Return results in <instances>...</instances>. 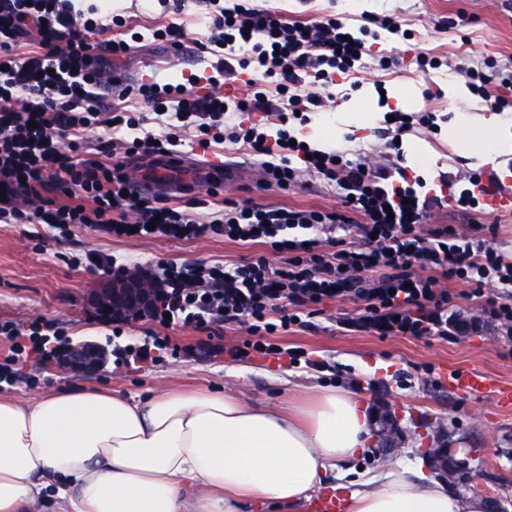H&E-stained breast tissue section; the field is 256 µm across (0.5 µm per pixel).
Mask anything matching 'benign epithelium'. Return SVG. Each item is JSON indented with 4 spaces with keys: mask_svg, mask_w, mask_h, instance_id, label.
<instances>
[{
    "mask_svg": "<svg viewBox=\"0 0 512 512\" xmlns=\"http://www.w3.org/2000/svg\"><path fill=\"white\" fill-rule=\"evenodd\" d=\"M156 294L155 281L136 269L112 272V284L94 293V306L106 320L139 319L147 312ZM101 351L91 343L70 346L62 365L75 373H91L100 368ZM431 467L437 473L448 475V449L435 448L430 456Z\"/></svg>",
    "mask_w": 512,
    "mask_h": 512,
    "instance_id": "benign-epithelium-1",
    "label": "benign epithelium"
}]
</instances>
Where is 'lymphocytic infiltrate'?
Masks as SVG:
<instances>
[{"label": "lymphocytic infiltrate", "mask_w": 512, "mask_h": 512, "mask_svg": "<svg viewBox=\"0 0 512 512\" xmlns=\"http://www.w3.org/2000/svg\"><path fill=\"white\" fill-rule=\"evenodd\" d=\"M200 2L212 19L204 47L214 57L209 91L201 96L182 84L102 81L113 60L130 49L112 37L113 28L126 24L122 16H99L77 0H0V53L6 57L0 69V223H20L27 204L39 223L63 234L95 224L127 237L136 231L183 240L221 234L270 247L272 256H257L231 272L219 264L192 271L173 261L142 266L158 283L147 321L163 326L178 320L200 330L219 320L247 323L248 341L212 347L231 362L254 352L300 363L302 351L281 346L278 335L309 327L315 306L335 297L361 304L357 327L380 336L445 341L478 333L487 322L512 328V261L492 242L497 224L480 221V175H470L454 198L469 231L454 224L429 227L428 215L445 199L427 192L425 181L405 167L353 162L338 149L320 152L292 142L290 113L319 106V88L363 68L367 28L352 32L336 14L291 23L256 6ZM234 65L251 72L253 100L225 94L223 73ZM269 78L281 101L276 134L241 122L223 132L225 115L253 111L254 100L264 99L261 86ZM142 101L158 111L175 102L181 129L194 127L215 144L240 143L263 156L266 187H287L303 170L321 175L341 188V208L234 206L203 224L196 211L208 207L207 199L156 206L132 191L112 150L97 159L79 156L91 126L114 133L141 129L132 106ZM354 227L356 239L348 235ZM455 284L478 304V317L457 316ZM54 328V321H42L24 346L17 342V324L0 320V335L12 341L0 378H13L12 366L27 350L55 358L48 338Z\"/></svg>", "instance_id": "lymphocytic-infiltrate-1"}]
</instances>
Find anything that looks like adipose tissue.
I'll return each instance as SVG.
<instances>
[{"instance_id": "obj_1", "label": "adipose tissue", "mask_w": 512, "mask_h": 512, "mask_svg": "<svg viewBox=\"0 0 512 512\" xmlns=\"http://www.w3.org/2000/svg\"><path fill=\"white\" fill-rule=\"evenodd\" d=\"M379 111L351 109L298 129L315 147ZM452 146L492 160L512 156V113H456ZM371 435L363 404L336 390L288 416L229 395L48 391L0 397V512H307L329 470L359 457ZM350 512H484L440 481L397 464L350 495Z\"/></svg>"}]
</instances>
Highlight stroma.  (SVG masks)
Returning a JSON list of instances; mask_svg holds the SVG:
<instances>
[{"label":"stroma","mask_w":512,"mask_h":512,"mask_svg":"<svg viewBox=\"0 0 512 512\" xmlns=\"http://www.w3.org/2000/svg\"><path fill=\"white\" fill-rule=\"evenodd\" d=\"M105 9L131 19L134 30L144 37L120 59L116 78L176 85L199 73L198 54L208 19L194 0H185L179 11L162 9L157 0H107ZM378 13L405 24L408 40L395 42L383 34L367 37L370 54L365 69L354 80H337L332 98L310 108L309 119L332 116L351 103L373 108L378 93L399 87L411 99L409 113L434 114L436 127L414 124L395 152L386 147L384 122H377L345 134L342 146L351 156L363 155L380 164L400 162L410 175L423 177L430 185L446 180L455 192L466 185L470 174H499L495 163L449 146L448 122L454 112L469 110L470 104L449 103L448 85L459 81V68L479 66L489 57L498 66L512 67V0H384ZM167 21L183 24L186 37L181 48L152 39V28ZM389 56L393 65L382 68L380 59ZM421 57L440 61V69L420 67ZM415 143L424 147V154L412 151ZM175 151L198 160L214 155L244 174L235 183L199 188V195H211L213 201L199 211L204 223L231 203L286 209H332L341 203L339 188L313 174H302L297 184L285 189L261 188L257 162L239 144L228 142L209 152L199 147L190 129L180 133ZM499 176L505 188L512 189V176ZM265 251V246L241 245L214 234L192 240L117 238L94 225L83 224L62 235L45 224L0 223V320L25 329L39 317L53 320L62 347L81 342L139 344L151 329L183 346L182 352L163 355L139 369L111 359L89 374L30 361L16 381L0 384V396L29 401L48 390L83 389L142 401L161 391H204L230 393L249 404L290 412L322 390L351 391L374 414L376 438L359 459L337 464L326 476L328 483L353 489L374 479L386 464L417 467L427 461L429 448L440 444L463 463L447 482L451 492L494 499L512 512V409L499 408L486 395L460 394L449 378L454 370H477L512 382V358L503 355L506 342L497 326L448 342L384 337L355 330L351 321L360 316L359 305L336 298L321 305L312 328L295 327L281 336L282 344L300 348L310 358L309 363L288 367L269 358L228 363L223 357L189 350L200 333L179 323L156 329L136 320L116 338L112 322L102 319L90 303L92 287L110 281L112 274L85 263L89 252L123 265L208 263L230 272Z\"/></svg>","instance_id":"1"}]
</instances>
